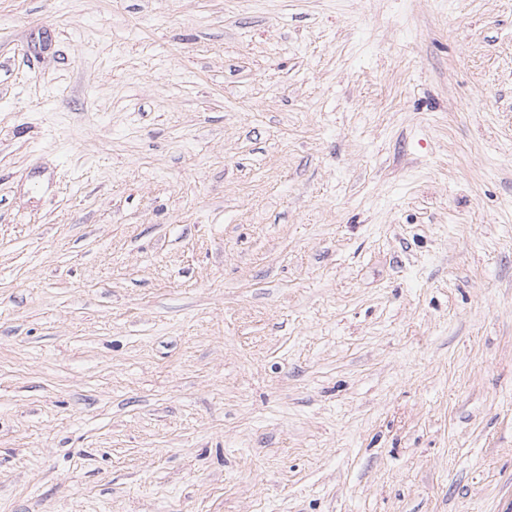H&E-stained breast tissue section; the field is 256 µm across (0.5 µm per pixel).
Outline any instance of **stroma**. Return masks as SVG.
<instances>
[{"mask_svg":"<svg viewBox=\"0 0 512 512\" xmlns=\"http://www.w3.org/2000/svg\"><path fill=\"white\" fill-rule=\"evenodd\" d=\"M0 512H512V0H0Z\"/></svg>","mask_w":512,"mask_h":512,"instance_id":"1","label":"stroma"}]
</instances>
